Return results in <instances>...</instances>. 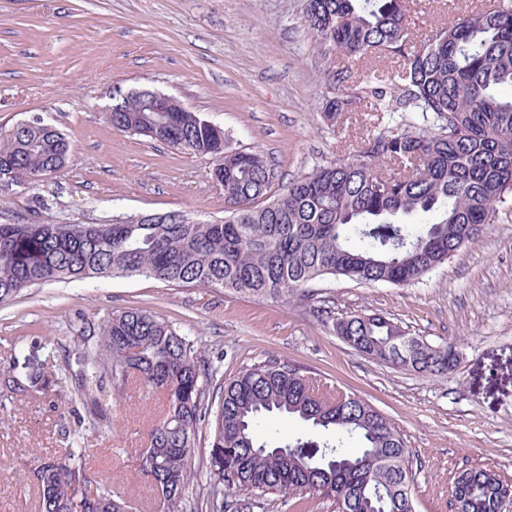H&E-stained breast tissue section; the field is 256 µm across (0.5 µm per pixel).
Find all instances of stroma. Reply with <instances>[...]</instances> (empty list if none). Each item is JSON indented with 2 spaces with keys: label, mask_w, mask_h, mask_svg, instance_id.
I'll return each mask as SVG.
<instances>
[{
  "label": "stroma",
  "mask_w": 512,
  "mask_h": 512,
  "mask_svg": "<svg viewBox=\"0 0 512 512\" xmlns=\"http://www.w3.org/2000/svg\"><path fill=\"white\" fill-rule=\"evenodd\" d=\"M421 34L471 11L473 0H410ZM303 0H0V130L43 117L70 142L66 168L37 186L0 190V224H108L178 212L224 219L209 158L107 123L115 89L165 93L224 129L230 151L264 155L282 185L348 153L370 132L366 114L335 125L322 104L346 66L311 48ZM344 91L395 57L351 62ZM137 309L186 334L225 377L275 358L324 392L376 407L411 451L414 512H453L450 485L467 468L512 484V200L482 237L418 282L363 284L328 276L297 295L257 299L221 288L141 277L53 283L0 305V371L40 346L57 384L25 399L0 392V512H38L25 474L33 457L84 449L93 480H113L132 512H156L136 469L160 397L131 388L96 423L79 404L66 362L112 312ZM381 313L432 345L457 341L458 366L430 377L365 358L336 336L345 314Z\"/></svg>",
  "instance_id": "35a3bbf8"
}]
</instances>
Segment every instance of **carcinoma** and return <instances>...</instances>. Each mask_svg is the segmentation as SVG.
Returning a JSON list of instances; mask_svg holds the SVG:
<instances>
[{"label":"carcinoma","mask_w":512,"mask_h":512,"mask_svg":"<svg viewBox=\"0 0 512 512\" xmlns=\"http://www.w3.org/2000/svg\"><path fill=\"white\" fill-rule=\"evenodd\" d=\"M319 49L347 58L389 54L399 70L386 84L372 76L363 95L326 101L328 123L356 109L376 133L354 154L319 165L273 190L263 155L224 151V132L175 103L153 112L150 93L116 91L112 126L188 154L207 156L231 215L210 223L179 213L134 215L111 224H0V303L52 282L144 277L281 299L323 276L364 283L417 282L474 241L512 196V0L472 10L417 40L406 0H306ZM393 112L422 122L396 130ZM69 142L36 117L0 131V183L33 187L66 165ZM350 348L381 364L433 376L458 365L456 345L433 346L380 313L333 319ZM69 379L85 412L112 417V397L131 382L164 399L161 418L140 450L138 472L153 487L157 512H182L200 470L209 477L211 512L224 497L249 501L276 493L331 501L336 512H414L411 452L393 423L357 396L326 398L296 367L255 363L224 379L193 341L159 317L112 313L94 346L75 357ZM56 385L39 349L0 373V386L29 397ZM282 415L319 442L298 435L264 444L257 431ZM209 426L202 464L195 438ZM27 479L39 512H128L112 482L92 485L84 455L70 448L41 456ZM88 488L80 497L76 487ZM467 512H504L512 491L484 468L460 471L450 487Z\"/></svg>","instance_id":"carcinoma-1"}]
</instances>
